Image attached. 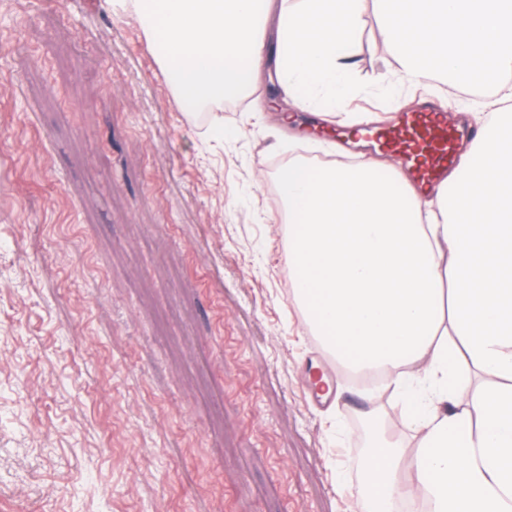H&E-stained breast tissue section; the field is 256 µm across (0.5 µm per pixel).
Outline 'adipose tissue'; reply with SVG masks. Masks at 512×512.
Returning a JSON list of instances; mask_svg holds the SVG:
<instances>
[{
  "mask_svg": "<svg viewBox=\"0 0 512 512\" xmlns=\"http://www.w3.org/2000/svg\"><path fill=\"white\" fill-rule=\"evenodd\" d=\"M164 61L183 111L242 96L274 65L299 110L353 91L365 9L412 87L496 92L484 134L430 196L398 191L369 159L288 161L275 179L294 300L327 353L380 372L420 435L379 421L356 512L423 498L431 512H512V0H112ZM484 377L477 396L461 359Z\"/></svg>",
  "mask_w": 512,
  "mask_h": 512,
  "instance_id": "ef3b65f1",
  "label": "adipose tissue"
}]
</instances>
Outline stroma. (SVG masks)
Returning a JSON list of instances; mask_svg holds the SVG:
<instances>
[{"instance_id":"1","label":"stroma","mask_w":512,"mask_h":512,"mask_svg":"<svg viewBox=\"0 0 512 512\" xmlns=\"http://www.w3.org/2000/svg\"><path fill=\"white\" fill-rule=\"evenodd\" d=\"M352 49V119L484 109L399 85L372 11ZM278 95L210 139L107 0H0V512H353L366 403L306 331L270 187L358 151L331 116L333 155L311 115L277 134Z\"/></svg>"}]
</instances>
